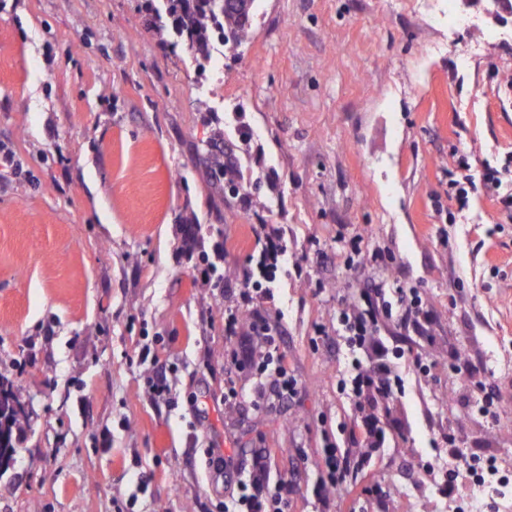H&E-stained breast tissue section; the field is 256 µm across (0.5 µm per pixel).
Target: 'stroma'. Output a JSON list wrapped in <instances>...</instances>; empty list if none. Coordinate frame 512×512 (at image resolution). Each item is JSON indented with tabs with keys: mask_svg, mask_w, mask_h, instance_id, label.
Masks as SVG:
<instances>
[{
	"mask_svg": "<svg viewBox=\"0 0 512 512\" xmlns=\"http://www.w3.org/2000/svg\"><path fill=\"white\" fill-rule=\"evenodd\" d=\"M147 20L145 0H0V141L25 171L0 166V373L31 416L0 512H209L259 448L293 487L288 512H321L323 450L352 448L356 419L336 309L370 279L418 288L432 322L383 330L422 363L399 360L406 393L328 506L448 512L426 469L443 435L512 461V222L485 189L456 223L447 211L459 156L478 171L512 152V16L491 0H256L241 57L204 81ZM241 124V168L271 207L206 179V142L233 149ZM191 223L223 283L181 254ZM262 224L303 268L263 304L297 380L285 402L224 363ZM357 234L392 263L346 271ZM470 366L498 416L461 387ZM158 373L170 401L148 389ZM212 448L235 468L216 473Z\"/></svg>",
	"mask_w": 512,
	"mask_h": 512,
	"instance_id": "1",
	"label": "stroma"
}]
</instances>
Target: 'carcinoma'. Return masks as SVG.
Returning a JSON list of instances; mask_svg holds the SVG:
<instances>
[{"mask_svg": "<svg viewBox=\"0 0 512 512\" xmlns=\"http://www.w3.org/2000/svg\"><path fill=\"white\" fill-rule=\"evenodd\" d=\"M146 10L152 16L153 28L158 35L169 34L183 45L197 65L200 77H205L211 61L214 42L224 44V52L233 57L241 54L252 27L255 0H235L224 6V0H146ZM224 133L215 135L203 153V165L210 185L223 198L241 194L259 197L260 184H252V191L245 189L241 167L237 161L224 159ZM22 405V396L13 381L0 375V406L10 403ZM30 425V413L21 408L13 410L0 421V434L6 446L15 448L21 435Z\"/></svg>", "mask_w": 512, "mask_h": 512, "instance_id": "1", "label": "carcinoma"}]
</instances>
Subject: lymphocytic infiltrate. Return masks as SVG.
Wrapping results in <instances>:
<instances>
[{
	"label": "lymphocytic infiltrate",
	"mask_w": 512,
	"mask_h": 512,
	"mask_svg": "<svg viewBox=\"0 0 512 512\" xmlns=\"http://www.w3.org/2000/svg\"><path fill=\"white\" fill-rule=\"evenodd\" d=\"M467 159H458L448 169V198L457 207H465L470 193L477 187L494 190L501 213L512 219V188L504 186L502 175L512 171V154L497 164L485 165L480 179H473ZM288 260V246L282 240L266 239L256 268L248 272L239 290L240 303L251 315L250 332L266 347L265 352L249 360H241L236 350L226 355L228 365L248 368L257 382L256 396L263 399L275 396L285 401L296 392L297 381L283 365L284 355L277 345L280 325L261 309L260 299L268 295L276 274ZM431 322L419 291L414 287L387 289L385 283H364L357 303L336 310V334L340 336L348 355L346 375L336 383L339 392L355 407L366 435H373L374 409L377 405L396 400L405 390L401 375L391 374L386 365L369 369L364 363L367 355L384 353L377 338L388 326L424 336ZM286 485L270 481L266 474L263 451H255L248 481L238 483L236 490L225 496L221 512H286Z\"/></svg>",
	"instance_id": "lymphocytic-infiltrate-1"
}]
</instances>
